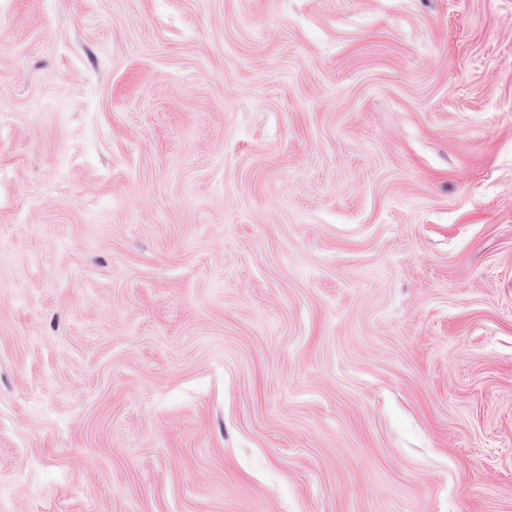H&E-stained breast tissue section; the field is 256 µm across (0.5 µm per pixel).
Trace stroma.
<instances>
[{"label": "stroma", "instance_id": "35a3bbf8", "mask_svg": "<svg viewBox=\"0 0 512 512\" xmlns=\"http://www.w3.org/2000/svg\"><path fill=\"white\" fill-rule=\"evenodd\" d=\"M0 512H512V0H0Z\"/></svg>", "mask_w": 512, "mask_h": 512}]
</instances>
